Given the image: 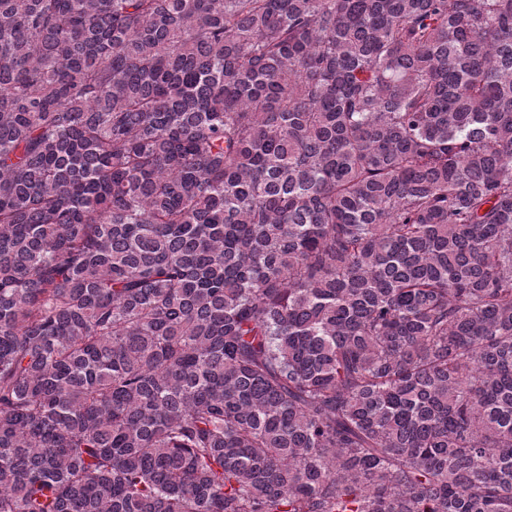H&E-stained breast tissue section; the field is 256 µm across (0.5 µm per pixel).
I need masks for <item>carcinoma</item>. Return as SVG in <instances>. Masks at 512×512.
I'll return each mask as SVG.
<instances>
[{
	"label": "carcinoma",
	"instance_id": "carcinoma-1",
	"mask_svg": "<svg viewBox=\"0 0 512 512\" xmlns=\"http://www.w3.org/2000/svg\"><path fill=\"white\" fill-rule=\"evenodd\" d=\"M0 512H512V0H0Z\"/></svg>",
	"mask_w": 512,
	"mask_h": 512
}]
</instances>
